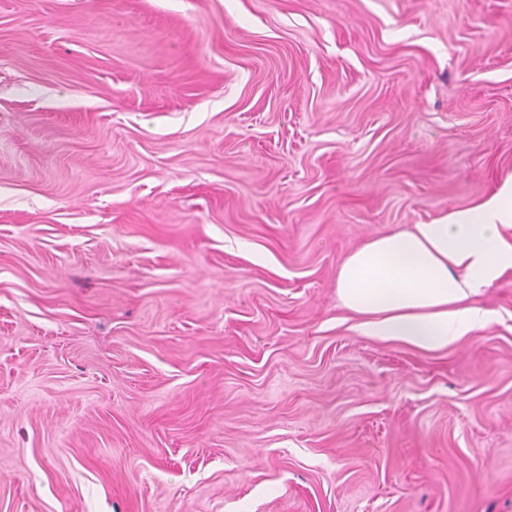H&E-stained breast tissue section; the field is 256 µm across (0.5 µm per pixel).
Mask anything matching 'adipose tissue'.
<instances>
[{
  "label": "adipose tissue",
  "mask_w": 512,
  "mask_h": 512,
  "mask_svg": "<svg viewBox=\"0 0 512 512\" xmlns=\"http://www.w3.org/2000/svg\"><path fill=\"white\" fill-rule=\"evenodd\" d=\"M512 180L486 201L412 229L373 237L337 274L355 331L438 351L496 319L473 298L512 271Z\"/></svg>",
  "instance_id": "adipose-tissue-1"
}]
</instances>
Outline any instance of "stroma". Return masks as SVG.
Listing matches in <instances>:
<instances>
[{
	"label": "stroma",
	"instance_id": "stroma-1",
	"mask_svg": "<svg viewBox=\"0 0 512 512\" xmlns=\"http://www.w3.org/2000/svg\"><path fill=\"white\" fill-rule=\"evenodd\" d=\"M511 177L512 0H0V512H512V273L336 293ZM512 180L489 199L431 224L373 237L337 274L360 336L438 351L496 319L472 298L512 271Z\"/></svg>",
	"mask_w": 512,
	"mask_h": 512
}]
</instances>
